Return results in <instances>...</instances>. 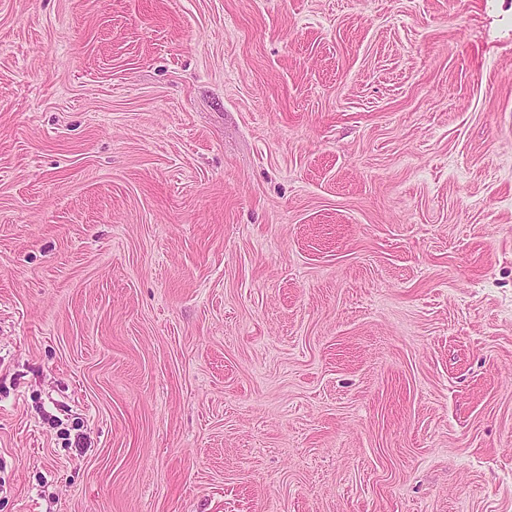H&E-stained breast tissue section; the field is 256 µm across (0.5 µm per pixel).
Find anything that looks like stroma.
<instances>
[{"label":"stroma","instance_id":"1","mask_svg":"<svg viewBox=\"0 0 512 512\" xmlns=\"http://www.w3.org/2000/svg\"><path fill=\"white\" fill-rule=\"evenodd\" d=\"M0 512H512V0H0Z\"/></svg>","mask_w":512,"mask_h":512}]
</instances>
